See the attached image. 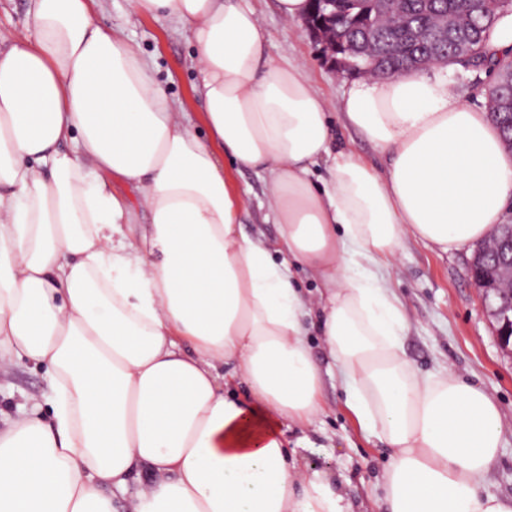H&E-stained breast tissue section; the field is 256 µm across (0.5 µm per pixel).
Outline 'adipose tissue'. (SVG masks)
Wrapping results in <instances>:
<instances>
[{"mask_svg":"<svg viewBox=\"0 0 512 512\" xmlns=\"http://www.w3.org/2000/svg\"><path fill=\"white\" fill-rule=\"evenodd\" d=\"M104 3L29 0L33 36L0 45V373L47 377L0 430V512H352L283 430L322 410L311 317L389 450L386 512H512L483 489L497 403L414 371L387 277L404 239L464 250L502 223L512 152L489 112L436 73L352 81L339 109L381 175L336 148L306 65L273 62L253 0H132L188 33L202 137ZM231 166L264 179L277 250L243 233Z\"/></svg>","mask_w":512,"mask_h":512,"instance_id":"1","label":"adipose tissue"}]
</instances>
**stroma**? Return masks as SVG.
I'll return each instance as SVG.
<instances>
[{"instance_id":"35a3bbf8","label":"stroma","mask_w":512,"mask_h":512,"mask_svg":"<svg viewBox=\"0 0 512 512\" xmlns=\"http://www.w3.org/2000/svg\"><path fill=\"white\" fill-rule=\"evenodd\" d=\"M260 23L269 37L268 51L279 62L303 61L318 92L330 103L336 139L353 149L377 172L385 163L379 150L345 127L337 111L347 84L325 60L321 46L301 28H288L280 19L276 0H256ZM100 24L118 26L150 60L156 79L169 94L181 99L195 128H202L201 103L196 99L190 61L194 48L187 35L162 18L133 14L130 0H106ZM463 100L482 108L487 104L489 76L482 69L444 68ZM244 189L247 208L244 230L276 244L279 227L264 205L262 178L248 170L233 171ZM472 250L447 254L414 240L400 246L390 286L407 318L403 349L418 373L436 374L455 368L487 391L498 404L504 422L502 450L486 474L485 491L512 497V353L503 348L497 325L488 315L481 293L469 275ZM311 354L323 379V411L311 422L291 429V441H302L297 457L303 469L326 473L352 505L353 512H384L379 483L389 452L378 439L367 436L343 402L339 373L333 367L320 336L308 338ZM46 382L41 370L18 363L9 375H0V429L17 416L21 405L41 398Z\"/></svg>"}]
</instances>
